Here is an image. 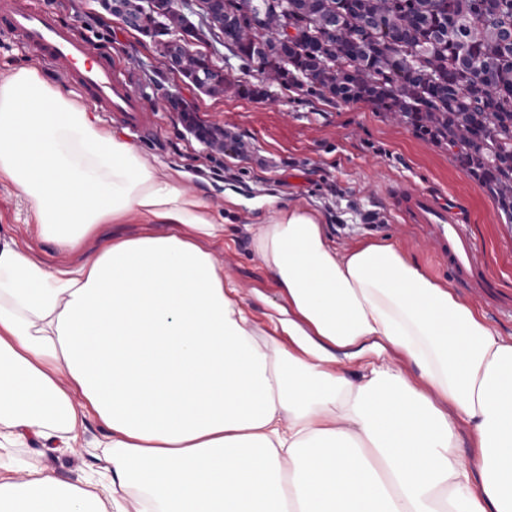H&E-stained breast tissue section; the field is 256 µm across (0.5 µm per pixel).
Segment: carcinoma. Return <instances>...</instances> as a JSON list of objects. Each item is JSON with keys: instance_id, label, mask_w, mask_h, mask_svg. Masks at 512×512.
<instances>
[{"instance_id": "obj_1", "label": "carcinoma", "mask_w": 512, "mask_h": 512, "mask_svg": "<svg viewBox=\"0 0 512 512\" xmlns=\"http://www.w3.org/2000/svg\"><path fill=\"white\" fill-rule=\"evenodd\" d=\"M270 0L264 54L269 89L304 90L336 102L366 100L427 141L457 149L455 161L490 193L512 224V0ZM303 33L277 47L283 23ZM254 59L250 28L225 46Z\"/></svg>"}]
</instances>
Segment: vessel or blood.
I'll use <instances>...</instances> for the list:
<instances>
[{"mask_svg": "<svg viewBox=\"0 0 512 512\" xmlns=\"http://www.w3.org/2000/svg\"><path fill=\"white\" fill-rule=\"evenodd\" d=\"M0 22L113 124L140 137L151 135V114L129 77L111 59L94 53L78 31L60 25L53 14L29 0H0ZM391 200L406 223L420 226L430 236L435 255L447 262L455 277L481 298H488L494 283L483 270L475 242L457 223L454 207L404 182L392 188Z\"/></svg>", "mask_w": 512, "mask_h": 512, "instance_id": "obj_1", "label": "vessel or blood"}]
</instances>
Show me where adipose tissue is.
I'll return each mask as SVG.
<instances>
[{
	"mask_svg": "<svg viewBox=\"0 0 512 512\" xmlns=\"http://www.w3.org/2000/svg\"><path fill=\"white\" fill-rule=\"evenodd\" d=\"M0 174L68 253L109 221L172 227L53 271L0 234V447L105 430L96 481L0 459V512H512V338L398 244L338 253L265 197L286 350L202 247L221 214L38 68L0 81Z\"/></svg>",
	"mask_w": 512,
	"mask_h": 512,
	"instance_id": "adipose-tissue-1",
	"label": "adipose tissue"
}]
</instances>
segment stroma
Instances as JSON below:
<instances>
[{"mask_svg": "<svg viewBox=\"0 0 512 512\" xmlns=\"http://www.w3.org/2000/svg\"><path fill=\"white\" fill-rule=\"evenodd\" d=\"M60 21L75 28L92 48L136 74V91L156 115L152 138L136 140L143 157L189 189L206 195L227 223L259 220L261 199L269 194L316 210L331 247L345 253L369 240L394 241L438 281H450L445 263L425 245L423 232L403 223L393 210L388 188L398 181L457 200L460 222L478 245L490 275L498 283L495 303L476 299L456 285L459 302L482 312L503 334L512 335V224L505 223L493 199L478 181L464 174L447 147L424 141L402 122L387 120L368 102L340 103L314 94L272 93L255 102L236 90L210 97L199 94L171 72L150 39L105 14L97 0H38ZM178 94L192 105L200 125L223 127L234 151H216L190 135L161 100ZM232 193L236 204L224 201ZM0 229L11 233L47 269L72 262L55 243L36 231L27 204L0 181ZM206 249L236 282L254 317L268 326L284 304L256 252L251 235L207 244ZM102 429L95 417L81 428V446L11 449L15 479L36 464L65 482H78L96 470L91 441Z\"/></svg>", "mask_w": 512, "mask_h": 512, "instance_id": "1", "label": "stroma"}]
</instances>
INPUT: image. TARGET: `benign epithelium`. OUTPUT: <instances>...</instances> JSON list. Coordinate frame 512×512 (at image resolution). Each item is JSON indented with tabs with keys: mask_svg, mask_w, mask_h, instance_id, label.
<instances>
[{
	"mask_svg": "<svg viewBox=\"0 0 512 512\" xmlns=\"http://www.w3.org/2000/svg\"><path fill=\"white\" fill-rule=\"evenodd\" d=\"M99 3L126 28L150 38L168 69L182 75L200 93L219 96L230 87L224 69L211 65L209 55L191 50V46L207 42L210 36L227 42L226 31L232 22L224 17V0H197L199 9L189 13L178 6V0H142L139 4L134 0H99ZM245 11L258 35L257 49L263 51L268 0H248ZM163 105L200 139L216 146L224 145V129L197 126L192 108L181 97L167 94Z\"/></svg>",
	"mask_w": 512,
	"mask_h": 512,
	"instance_id": "1",
	"label": "benign epithelium"
}]
</instances>
